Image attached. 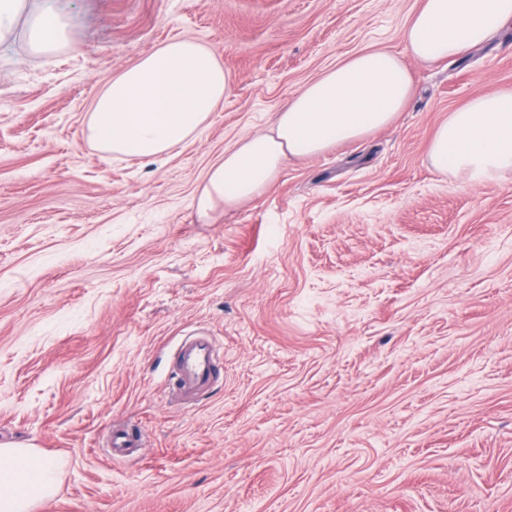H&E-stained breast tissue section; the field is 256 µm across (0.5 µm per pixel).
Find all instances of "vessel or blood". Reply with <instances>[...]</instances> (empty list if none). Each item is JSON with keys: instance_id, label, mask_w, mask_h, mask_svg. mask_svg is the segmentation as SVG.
Listing matches in <instances>:
<instances>
[{"instance_id": "vessel-or-blood-1", "label": "vessel or blood", "mask_w": 512, "mask_h": 512, "mask_svg": "<svg viewBox=\"0 0 512 512\" xmlns=\"http://www.w3.org/2000/svg\"><path fill=\"white\" fill-rule=\"evenodd\" d=\"M219 359L220 355L209 336L197 334L183 339L174 357L175 391L190 399L207 391L219 373ZM141 441V433L133 428L113 431L112 459L127 457L130 449L138 447Z\"/></svg>"}]
</instances>
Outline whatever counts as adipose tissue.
Instances as JSON below:
<instances>
[{
    "label": "adipose tissue",
    "mask_w": 512,
    "mask_h": 512,
    "mask_svg": "<svg viewBox=\"0 0 512 512\" xmlns=\"http://www.w3.org/2000/svg\"><path fill=\"white\" fill-rule=\"evenodd\" d=\"M512 19V0H421L402 31L406 51L429 63L483 44ZM25 22L34 53H52L69 39L58 13L29 12L27 0H0V41ZM230 76L191 38L162 44L106 81L96 97L88 137L115 156L151 161L199 133L224 103ZM411 77L401 58L365 49L295 93L270 131L243 137L207 172L195 205L233 206L258 196L291 156H316L337 144L389 126L410 98ZM439 171L464 172L482 182L512 171V90H495L455 110L434 135L428 153ZM60 466L32 448H0V512H32L58 485Z\"/></svg>",
    "instance_id": "obj_1"
}]
</instances>
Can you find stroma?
<instances>
[{"mask_svg": "<svg viewBox=\"0 0 512 512\" xmlns=\"http://www.w3.org/2000/svg\"><path fill=\"white\" fill-rule=\"evenodd\" d=\"M47 2L66 48L0 42V445L62 464L35 512H512V173L428 161L450 112L512 89V20L407 59L389 127L203 216L212 163L352 55L403 53L421 0ZM183 36L229 73L223 107L156 162L94 148L104 83ZM200 329L221 373L184 405ZM119 425L136 459L109 455Z\"/></svg>", "mask_w": 512, "mask_h": 512, "instance_id": "obj_1", "label": "stroma"}]
</instances>
